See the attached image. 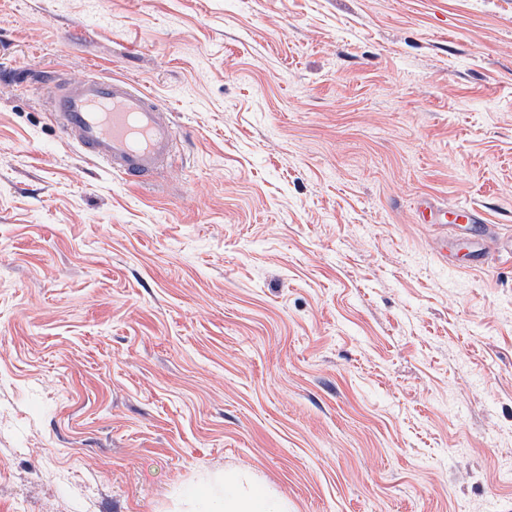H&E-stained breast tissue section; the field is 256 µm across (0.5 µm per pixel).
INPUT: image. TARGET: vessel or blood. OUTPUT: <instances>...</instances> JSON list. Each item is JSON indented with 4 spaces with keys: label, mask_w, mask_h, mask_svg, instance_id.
<instances>
[{
    "label": "vessel or blood",
    "mask_w": 512,
    "mask_h": 512,
    "mask_svg": "<svg viewBox=\"0 0 512 512\" xmlns=\"http://www.w3.org/2000/svg\"><path fill=\"white\" fill-rule=\"evenodd\" d=\"M45 107L89 163L106 166L129 185L149 186L169 167L172 112L127 78L57 74Z\"/></svg>",
    "instance_id": "1"
}]
</instances>
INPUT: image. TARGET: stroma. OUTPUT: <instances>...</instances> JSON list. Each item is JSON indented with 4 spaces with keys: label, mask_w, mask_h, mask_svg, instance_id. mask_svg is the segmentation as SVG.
<instances>
[{
    "label": "stroma",
    "mask_w": 512,
    "mask_h": 512,
    "mask_svg": "<svg viewBox=\"0 0 512 512\" xmlns=\"http://www.w3.org/2000/svg\"><path fill=\"white\" fill-rule=\"evenodd\" d=\"M91 67L173 109L164 192L46 112ZM510 235L512 0H0V512H220L233 478L512 512Z\"/></svg>",
    "instance_id": "stroma-1"
}]
</instances>
